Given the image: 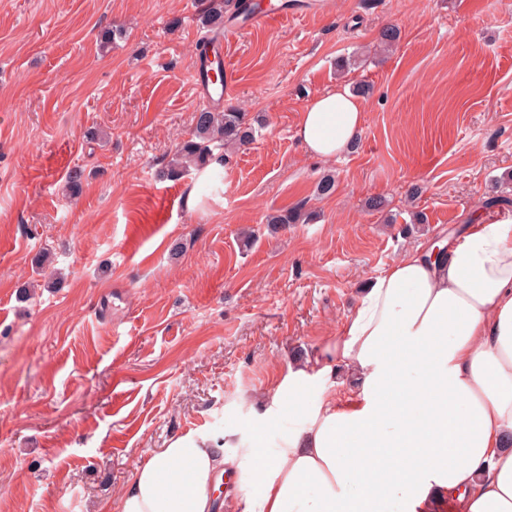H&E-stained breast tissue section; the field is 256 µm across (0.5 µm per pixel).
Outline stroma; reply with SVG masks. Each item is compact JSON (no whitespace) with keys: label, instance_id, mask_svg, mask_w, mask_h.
Instances as JSON below:
<instances>
[{"label":"stroma","instance_id":"obj_1","mask_svg":"<svg viewBox=\"0 0 512 512\" xmlns=\"http://www.w3.org/2000/svg\"><path fill=\"white\" fill-rule=\"evenodd\" d=\"M291 2L224 40V105L256 132L214 195L166 175L211 0H0V512H119L148 451L249 432L244 396L289 362L307 397L344 395L317 358L369 280L474 216L512 219V0ZM339 86L364 131L312 157L298 116ZM288 209L302 223L268 224Z\"/></svg>","mask_w":512,"mask_h":512}]
</instances>
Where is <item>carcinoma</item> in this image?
<instances>
[{"label":"carcinoma","instance_id":"carcinoma-1","mask_svg":"<svg viewBox=\"0 0 512 512\" xmlns=\"http://www.w3.org/2000/svg\"><path fill=\"white\" fill-rule=\"evenodd\" d=\"M258 8L249 0H219L209 7L201 17L202 25L210 28L224 26V15L236 19L247 16ZM194 129L191 137L176 150L173 173L190 169L203 171L216 163L224 164V147L246 146L254 138L253 127L245 120V114L233 108L217 111L211 107L196 110L193 116Z\"/></svg>","mask_w":512,"mask_h":512}]
</instances>
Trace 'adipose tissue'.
<instances>
[{
	"mask_svg": "<svg viewBox=\"0 0 512 512\" xmlns=\"http://www.w3.org/2000/svg\"><path fill=\"white\" fill-rule=\"evenodd\" d=\"M364 127L347 88L313 99L296 135L310 155L343 154ZM342 399H307L303 364L273 397L300 415L273 457L263 424L239 438L243 466L193 432L150 452L120 512H512V219L469 224L443 255L407 249L377 275L321 353ZM235 470L241 499H222Z\"/></svg>",
	"mask_w": 512,
	"mask_h": 512,
	"instance_id": "obj_1",
	"label": "adipose tissue"
}]
</instances>
